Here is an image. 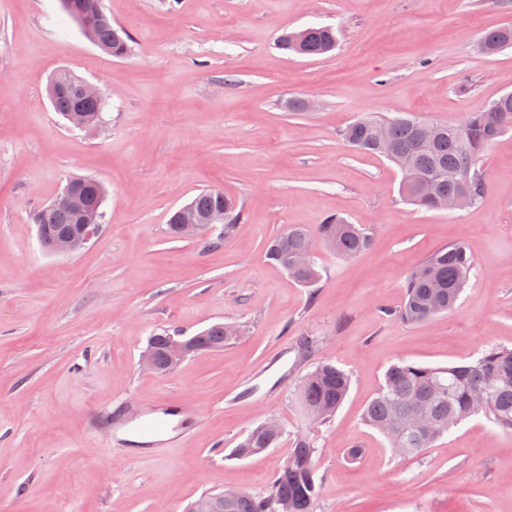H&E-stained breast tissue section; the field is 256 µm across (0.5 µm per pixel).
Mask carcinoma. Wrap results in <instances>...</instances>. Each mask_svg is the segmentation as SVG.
Here are the masks:
<instances>
[{"label": "carcinoma", "mask_w": 512, "mask_h": 512, "mask_svg": "<svg viewBox=\"0 0 512 512\" xmlns=\"http://www.w3.org/2000/svg\"><path fill=\"white\" fill-rule=\"evenodd\" d=\"M62 9L84 28L83 20L95 19L84 35L102 52L121 58L128 52V35L112 25L101 0H60ZM336 44V32L328 26L283 32L278 46L285 52L320 56ZM512 47V28L490 30L481 39L480 49L493 56ZM79 75L59 69L50 78L46 93L55 111L68 118L75 109ZM104 101L83 104L84 125L101 120ZM428 121L412 114L381 117L366 113L347 125L341 133L346 143L362 153L376 154L374 132L383 127L390 151L385 158L401 171L400 198L420 209L436 210L435 198L467 192L472 203L487 193L489 184L476 169L477 159L502 135L512 131V93H506L482 109L470 113L459 125L433 123L436 130L424 135ZM70 182L87 188L89 205L101 208L106 198L102 183L86 177ZM219 189H206L189 202L198 216L205 218L224 208V224L215 237L229 239L240 223L241 214L229 197L218 198ZM34 224L55 238L75 228L77 220L67 209L51 201L32 214ZM320 242L326 249L346 259L363 255L370 247L368 231L340 216L330 217L316 230L291 226L271 240L268 258L284 271L289 262L309 243ZM475 259L463 242H451L427 257L411 271L404 283V297L393 316L406 325H417L451 311L467 287L475 269ZM320 278L317 257L296 277L304 287ZM237 325L217 323L203 331L198 344L203 351L222 349L237 339ZM350 388V376L330 362H322L298 382L296 400L301 413L314 410L317 423L325 424L335 415ZM420 409L433 425V433L421 437L410 429L409 414ZM483 415L494 427L512 431V348L491 347L463 365L430 367L400 359L391 364L377 393L366 407L364 423L382 434L390 448L408 457H417L454 427L473 415ZM285 431L276 435L257 425L239 442L234 454L250 457L276 447ZM317 449L308 434L297 433L288 453V464L280 470L270 488L237 501L228 512H315L319 496L316 482Z\"/></svg>", "instance_id": "1"}]
</instances>
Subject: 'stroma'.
<instances>
[{"label":"stroma","mask_w":512,"mask_h":512,"mask_svg":"<svg viewBox=\"0 0 512 512\" xmlns=\"http://www.w3.org/2000/svg\"><path fill=\"white\" fill-rule=\"evenodd\" d=\"M103 4L129 36L124 57L102 54L60 0H0V512H185L207 492L262 494L300 431L317 448L316 512H512V432L473 416L403 459L363 422L397 360L445 366L512 348V132L476 162L482 201L432 212L401 201L386 158L340 136L366 112L456 124L512 92V48L477 50L486 30L512 26V0ZM324 25L338 31L326 55L276 46L284 30ZM63 67L101 91L100 131L53 110L46 85ZM74 176L106 187L103 227L52 255L31 214ZM209 188L242 211L232 239L170 238L171 211ZM336 215L369 230L368 253L318 250L310 288L267 259L289 226ZM453 240L476 261L456 308L402 324L391 312L408 274ZM215 323L246 334L163 376L141 368L153 332ZM323 361L351 386L315 425L294 390ZM119 397L141 417L181 405L195 429L129 455L90 423ZM270 416L287 439L234 457Z\"/></svg>","instance_id":"35a3bbf8"}]
</instances>
